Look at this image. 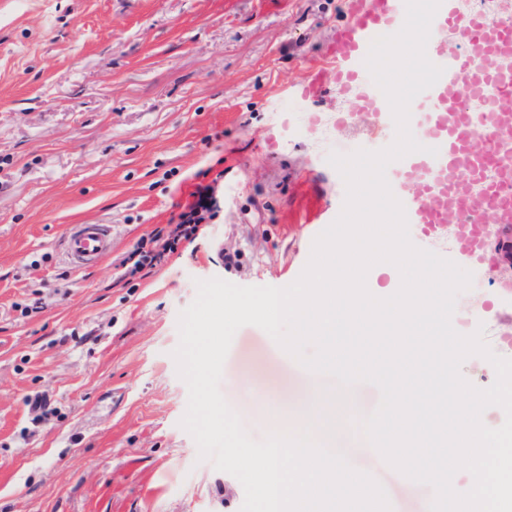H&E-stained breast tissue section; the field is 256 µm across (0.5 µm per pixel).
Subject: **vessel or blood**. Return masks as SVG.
Instances as JSON below:
<instances>
[{
  "label": "vessel or blood",
  "instance_id": "obj_1",
  "mask_svg": "<svg viewBox=\"0 0 512 512\" xmlns=\"http://www.w3.org/2000/svg\"><path fill=\"white\" fill-rule=\"evenodd\" d=\"M351 19L336 33L331 53L334 82L355 86L363 107L382 96L367 68L350 67L367 55L371 41L397 33L405 16L397 0H352ZM466 47L459 56L445 50L447 35ZM429 60L442 67L437 83L417 97L419 109L411 132L422 149L406 155L390 171L393 194L405 209L408 223L426 234L453 226L460 255L483 261L496 246L512 248V13L497 21L479 12L460 16L448 9L434 16L426 46ZM500 88L487 110L485 150L472 159L468 148L473 128L470 105L483 97L488 83ZM499 228L497 240L483 232L486 223ZM65 253L75 266L89 267L112 250L109 225L95 222L68 225Z\"/></svg>",
  "mask_w": 512,
  "mask_h": 512
}]
</instances>
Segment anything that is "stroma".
<instances>
[{"instance_id":"35a3bbf8","label":"stroma","mask_w":512,"mask_h":512,"mask_svg":"<svg viewBox=\"0 0 512 512\" xmlns=\"http://www.w3.org/2000/svg\"><path fill=\"white\" fill-rule=\"evenodd\" d=\"M349 20L350 0H0V512H240L242 484L180 425L178 316L200 280L292 284L339 216L327 157L362 148L364 125L340 122L352 94L304 85ZM218 163L209 236L122 278ZM311 200L314 221L291 220ZM92 221L111 224L114 247L74 267L65 227ZM270 388L282 417L382 484L392 512H429L432 487L358 427L378 388L350 389L342 427L325 431L301 397L337 383L244 326L220 390L257 440Z\"/></svg>"}]
</instances>
